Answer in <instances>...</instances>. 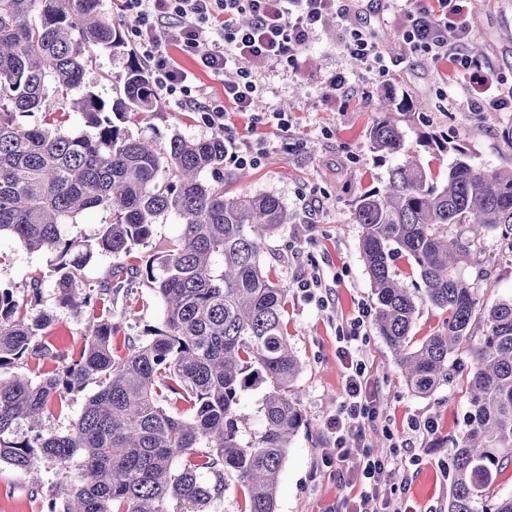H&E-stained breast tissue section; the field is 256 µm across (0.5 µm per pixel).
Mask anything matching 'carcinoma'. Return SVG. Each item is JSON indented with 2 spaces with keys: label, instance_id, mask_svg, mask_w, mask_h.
Segmentation results:
<instances>
[{
  "label": "carcinoma",
  "instance_id": "cac0c4a2",
  "mask_svg": "<svg viewBox=\"0 0 512 512\" xmlns=\"http://www.w3.org/2000/svg\"><path fill=\"white\" fill-rule=\"evenodd\" d=\"M99 53L127 57L109 109L91 90L72 97ZM51 97L58 107H48ZM159 107L100 0H0V236L57 253L49 278L58 306L76 318L97 314L79 355L64 354L44 336L49 317L29 316L0 281V463L29 473L55 463L58 499L49 512H166L170 499L209 512L230 477L244 491L245 512H276L281 467L305 415L291 396L301 365L283 324L288 289L269 280L260 257L294 214L272 195H224V130L157 143L120 126L129 112ZM408 108L377 98L369 146L394 165L353 212L377 302L374 326L418 397L432 394L451 356L468 349L470 410L452 440L448 512H512V495L495 493L512 462V298L481 309L459 274L483 252L485 232L512 243V169L473 164L458 148L447 179L434 183L399 125ZM35 113L36 123L19 122ZM73 115L89 131L65 130ZM208 172L217 179L203 180ZM86 210L103 215L98 233L68 237ZM168 213L181 224L177 239L156 244L142 265L128 263ZM97 252L115 264L88 292L81 270ZM401 255L419 271L421 298L448 312L419 345L410 336L414 292L393 270ZM141 282L162 299L163 329L115 357L112 307ZM23 358L36 378L12 373ZM90 378L99 390L79 418L64 433L45 431L43 418L62 412ZM261 385V425L246 439L238 410ZM22 426L28 434L15 437Z\"/></svg>",
  "mask_w": 512,
  "mask_h": 512
}]
</instances>
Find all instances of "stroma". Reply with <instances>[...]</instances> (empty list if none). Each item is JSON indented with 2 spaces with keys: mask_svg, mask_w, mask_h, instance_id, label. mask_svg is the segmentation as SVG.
<instances>
[{
  "mask_svg": "<svg viewBox=\"0 0 512 512\" xmlns=\"http://www.w3.org/2000/svg\"><path fill=\"white\" fill-rule=\"evenodd\" d=\"M403 15L386 0H354L350 20H335L320 28L296 55L293 64L270 63L258 70L262 91L256 112L291 113L293 127L280 138L269 125H252L247 114L233 115L239 136L264 139L261 163L239 169L224 167L227 195L270 194L292 211L294 223L283 225L269 238L262 263L271 279L288 288L284 315L289 341L303 364L292 395L306 424L295 436L283 463L277 493V512H336L350 492L345 467L330 462L334 449L328 422L342 399L344 369L337 351L336 326L356 314L359 304H374L359 251L360 228L352 221L356 199L382 186L390 164L375 159L367 128L375 119L378 95L394 94L411 107L402 126L407 145L428 173L444 181L454 159L453 146L465 147L477 164L512 168V112H472L463 101L462 84H450L453 67L410 52L399 38ZM465 20L470 43L480 45L482 64L497 75L502 88L512 87V0H467ZM369 31L384 57L387 71L372 78L367 64L345 49L350 25ZM344 75L348 84L336 88L332 80ZM126 127L134 135L158 141L173 133L189 138L210 136L197 113L175 100L164 109L130 115ZM445 145L438 152L421 143L426 134ZM56 253L27 250L18 240L0 238V280L26 298L32 278L47 276L57 263ZM320 275L331 303L321 307L294 288L296 277ZM481 304L489 306L512 297V256L506 255L499 231H488L478 262L461 271ZM120 329L116 354L125 351V338H144L162 326V301L150 284L135 288L117 302ZM37 312L51 316L46 334L58 348L76 353L83 346V320L60 308L50 286H43ZM379 397L381 413L373 439L381 450L397 445L393 477L381 486L389 512H445L449 482L443 473L450 449L447 436L459 435L469 409L468 372L472 361L460 355L451 382L432 395L408 392L390 349L369 331L359 347ZM433 419L435 434L415 432V420ZM56 467L45 462L38 479L0 465V512H46L57 487Z\"/></svg>",
  "mask_w": 512,
  "mask_h": 512,
  "instance_id": "1",
  "label": "stroma"
}]
</instances>
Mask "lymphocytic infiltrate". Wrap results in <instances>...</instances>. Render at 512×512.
I'll use <instances>...</instances> for the list:
<instances>
[{
	"mask_svg": "<svg viewBox=\"0 0 512 512\" xmlns=\"http://www.w3.org/2000/svg\"><path fill=\"white\" fill-rule=\"evenodd\" d=\"M130 21L128 34L147 64L154 90L177 99L201 115L203 123L224 131V158L238 168L260 163L264 142L239 141L228 124L229 111H249L258 93L255 73L270 62H292L327 15L347 16L346 0H122ZM465 0H435L434 7L405 13L402 41L410 50L448 60L470 75L468 107L474 112L512 108L502 97L492 70L463 53L469 38L463 20ZM192 58L204 72L217 76L235 64L236 76L224 84L223 98L197 101L189 96L194 73L179 66L171 49ZM368 306L339 324L337 334L347 360L344 399L329 427L336 460L348 467L352 494L340 512H385L381 483L392 475L388 456L374 453L368 429L378 416L376 394L364 361L355 351L367 336Z\"/></svg>",
	"mask_w": 512,
	"mask_h": 512,
	"instance_id": "f902f5d3",
	"label": "lymphocytic infiltrate"
}]
</instances>
